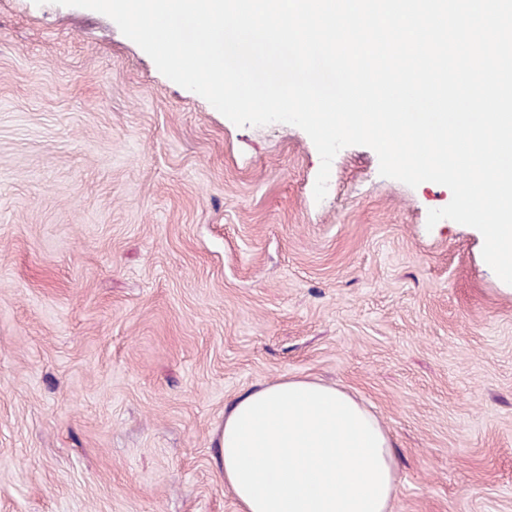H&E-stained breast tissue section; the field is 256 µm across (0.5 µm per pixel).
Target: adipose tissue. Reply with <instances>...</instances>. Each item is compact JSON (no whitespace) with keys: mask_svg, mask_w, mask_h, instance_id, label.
Masks as SVG:
<instances>
[{"mask_svg":"<svg viewBox=\"0 0 512 512\" xmlns=\"http://www.w3.org/2000/svg\"><path fill=\"white\" fill-rule=\"evenodd\" d=\"M220 448L239 512H391L390 437L336 387L284 378L245 393L224 412Z\"/></svg>","mask_w":512,"mask_h":512,"instance_id":"adipose-tissue-1","label":"adipose tissue"}]
</instances>
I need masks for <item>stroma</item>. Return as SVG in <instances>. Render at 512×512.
Listing matches in <instances>:
<instances>
[{"label":"stroma","instance_id":"obj_1","mask_svg":"<svg viewBox=\"0 0 512 512\" xmlns=\"http://www.w3.org/2000/svg\"><path fill=\"white\" fill-rule=\"evenodd\" d=\"M238 126L108 16L0 0V512H238L219 434L285 377L389 433L392 512H512V285L449 188Z\"/></svg>","mask_w":512,"mask_h":512}]
</instances>
